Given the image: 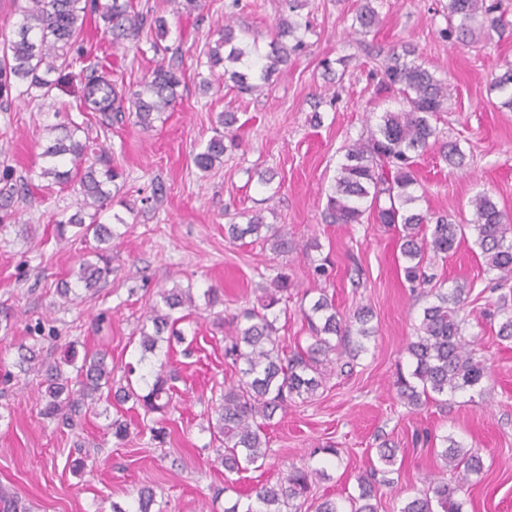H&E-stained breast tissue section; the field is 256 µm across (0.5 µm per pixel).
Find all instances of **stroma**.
Instances as JSON below:
<instances>
[{
  "instance_id": "1",
  "label": "stroma",
  "mask_w": 512,
  "mask_h": 512,
  "mask_svg": "<svg viewBox=\"0 0 512 512\" xmlns=\"http://www.w3.org/2000/svg\"><path fill=\"white\" fill-rule=\"evenodd\" d=\"M140 9L163 16L169 32L162 47L153 35L113 47L103 23L88 19L83 45L92 64L110 71L124 87L138 89L161 60L179 63L184 79L175 107L165 121L145 130L133 120L112 125L104 142L124 169L123 200L100 215L111 223L124 217L128 232L112 246V273L83 299L60 306L55 286L72 278L91 242L60 241L52 222L60 211L75 212L76 186L46 190L39 176L47 144L46 125L75 121L99 130V113L78 109L85 75L76 73L47 98L14 99L0 111V172L11 171L25 194L14 197L11 216L0 220V487L18 493L30 512H112L113 504L134 508L140 488L153 489L168 512H224L260 483H276L290 465L311 460L325 468L319 496L344 500L357 494L358 476L377 463L381 444L396 448L397 470L379 488L380 512H398L424 488L426 474L441 466L438 445L427 434L449 436L482 451L484 471L474 478L465 512H512V344L496 332L502 320L499 296L484 273L478 249L462 242L447 260L428 268L446 286L466 289L471 314L467 334L477 336L492 365L480 388L460 391L447 404L421 410L402 405L392 384L406 366L423 301L404 281L394 230L384 225L326 224V195L346 145L366 129L369 113L396 109L390 94H377L380 80L373 49L414 46L420 61L448 80L451 98L437 121L439 138L459 144L467 166H448L438 151L416 165L418 206L461 217L477 194H490L512 213V112L498 110L499 95L488 78L512 65V33L492 34L464 46L441 36L448 0H381L382 22L368 35H347L357 0H307L314 32L305 54L273 76L264 95L239 94L225 82L223 67L211 66L208 44L217 40L225 16L237 36L267 47L284 0H200L194 12L176 0H138ZM333 60L336 78L325 75L323 59ZM233 112L230 129L237 144L222 164L208 172L194 164L222 112ZM272 180L261 184L259 176ZM262 211L280 227L291 248L278 254L261 243L231 241L225 224ZM320 243L330 261L327 278L308 272ZM295 286L278 325L289 347L307 345L303 297L326 293L341 314L360 306L373 311V336L352 369H332L309 402L275 414L267 429L270 455L262 468L227 473L210 443L208 425L225 385L237 375L224 355L219 316L258 305L261 287L279 267ZM191 288L195 305L181 329L184 342H172L175 369L172 405L158 424L164 443L140 431L143 411L97 395L75 429L58 426L39 413L36 372H21L20 346L44 340L43 357L62 361L68 342L78 350L106 353L114 365L136 363L139 329L159 288ZM219 289L221 304L207 307L204 293ZM130 425L124 444L109 427ZM331 444L338 458L313 455ZM95 449L82 475L66 466L71 450ZM233 482L225 499L215 488Z\"/></svg>"
}]
</instances>
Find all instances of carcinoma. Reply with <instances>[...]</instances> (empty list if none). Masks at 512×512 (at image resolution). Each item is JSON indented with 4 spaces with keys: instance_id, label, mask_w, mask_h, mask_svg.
<instances>
[{
    "instance_id": "1",
    "label": "carcinoma",
    "mask_w": 512,
    "mask_h": 512,
    "mask_svg": "<svg viewBox=\"0 0 512 512\" xmlns=\"http://www.w3.org/2000/svg\"><path fill=\"white\" fill-rule=\"evenodd\" d=\"M21 20L13 37L0 43V108L8 109L12 92L25 87L21 94L45 98L57 84L54 75L61 74L88 56L83 48V30L88 18L98 16L104 33L112 37V45L137 41L144 28L155 30L156 39L167 34L165 21L149 17L136 9L134 0H24ZM377 0H361L352 16L350 30L367 34L380 23ZM288 14L281 15L276 25L270 51L256 43L238 39L229 21L218 30L219 38L209 47L212 65L228 64L224 75L241 94L260 96L268 89L271 77L283 66L296 60L309 47L307 35L313 33L309 17L301 10L306 0H286ZM512 21L499 13V6L487 0H448V25L441 34L448 39L473 44L489 30H505ZM414 49L404 46L378 49L380 88L395 92L403 106L376 117L366 133L345 149L334 185L326 196L323 220L327 224H363L370 220L397 232L402 258V274L412 292L432 299L422 310L414 340L407 345L408 370L396 375L393 387L397 399L416 410L433 402L448 403V397L473 389L490 377L487 360L480 354L478 340L464 334L469 313L464 303V289H444L427 274L433 259L446 260L467 232L474 235L480 250L484 272L491 281L502 286L512 280V215L498 207L487 193L471 201L472 218L458 222L448 215L419 211L414 205L418 180L415 164L418 157L439 148L443 161L453 168L465 165L460 147L439 140L433 120L445 111L451 97L447 81L436 77L423 64L413 59ZM183 78L174 61L160 62L140 89L125 91L105 72L91 71L82 88L79 109L101 114V125L123 121L125 114L135 115V124L149 130L176 103ZM491 86L501 94L499 109L512 112V67L491 77ZM52 136L42 153L46 165L39 177L47 180L46 189L76 180L82 196L80 207L68 215L55 216L57 236L96 241L94 260L84 259L79 265L76 285L65 280L56 285V294L66 303L73 301L75 286L89 292L112 274V241L121 237L118 226L126 225L120 216L117 224H101L97 215L114 201L124 186V171L112 154L90 140L89 132L73 121L47 127ZM84 137H79V133ZM226 146L224 134L217 131L197 153L196 167L206 172L222 162ZM11 173L0 179V209L9 206L18 192L10 183ZM225 233L231 240L247 235L263 240L276 253L288 252V238L275 225L264 221L262 212H254L246 224H227ZM293 287L286 268L277 270L262 288L258 307L246 308L224 323L225 355L240 375L237 383L224 388L214 412L216 422L210 427L213 439L221 442L219 454L224 470L238 473L248 467L258 469L265 464L269 451L266 429L279 410L299 399L312 398L322 387L323 371L336 362L346 367L365 350L364 341L372 336L367 324L373 318L366 307L355 310L352 318L341 317L333 300L322 293L309 310L303 311L310 343L304 348L288 350L285 337L277 326L280 313L287 311L288 291ZM162 305L149 308L146 327L139 331L140 362L147 355H157L162 334L182 342L184 332L177 329L183 317L174 316L179 309L194 306L190 289L163 288L158 292ZM359 324L358 339L351 336L352 323ZM64 364L73 368L75 376L64 373L57 362L42 366L40 415L64 424L82 413L87 402L107 388L113 399L142 408L145 414L166 411L173 397L175 373L147 366L137 382L126 380L115 386L112 369L102 353H84L78 357L76 344L67 345ZM440 453L443 469L425 477L426 488L408 501L400 512H464L463 497L468 492L471 476L483 471L480 449H465L457 441L442 437ZM379 465L358 478V493L341 504L334 499L318 501L315 512H378V475H386L396 463V449L382 445L377 451ZM453 480H448V470ZM326 476L325 470L309 463L291 466L274 485L262 484L247 495L248 503L235 500L224 512H300L313 497L316 483ZM137 510L112 506L113 512H166L167 503L156 500L153 491H140ZM0 512H28L17 493L0 488Z\"/></svg>"
}]
</instances>
